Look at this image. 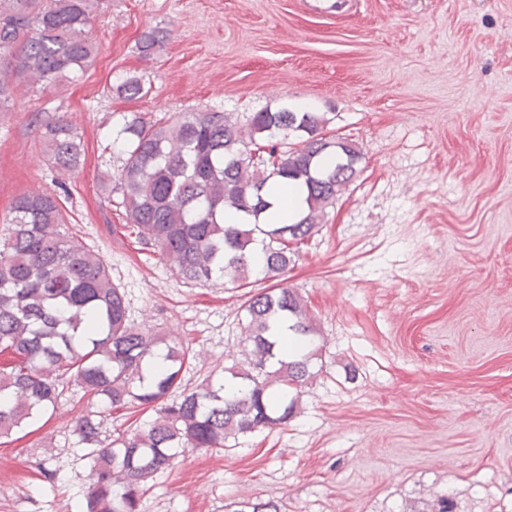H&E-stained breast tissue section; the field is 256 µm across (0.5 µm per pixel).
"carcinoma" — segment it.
Here are the masks:
<instances>
[{
  "label": "carcinoma",
  "instance_id": "carcinoma-1",
  "mask_svg": "<svg viewBox=\"0 0 512 512\" xmlns=\"http://www.w3.org/2000/svg\"><path fill=\"white\" fill-rule=\"evenodd\" d=\"M99 0H0V108L18 90L62 88L97 54L91 22ZM166 35L152 30L139 41L142 55L159 50ZM129 101L147 95L130 77L117 87ZM321 112L286 107L232 114L179 112L153 124L134 115L112 144L126 155L117 178L126 226L157 251L187 284L222 278L237 288L254 273L273 286L243 303V359L193 388L181 372L195 352L129 322L124 293L99 253L66 231V213L48 191L17 196L0 236V439L57 406L70 383L96 397L105 410L155 408V416L110 442L102 416L83 414L77 444L88 460L78 512H140L146 485L186 449L222 448L240 435L288 423L297 398L314 377L316 356L284 355L273 323L307 340L313 318L301 296L284 286L300 244L311 237L336 196L357 173L361 153L345 138L323 134ZM302 147L282 149L289 133ZM42 160L72 174L85 160L77 129L58 120L42 126ZM287 179L307 190L308 210L293 224H262L270 207L267 186ZM233 209L252 219L224 223Z\"/></svg>",
  "mask_w": 512,
  "mask_h": 512
}]
</instances>
